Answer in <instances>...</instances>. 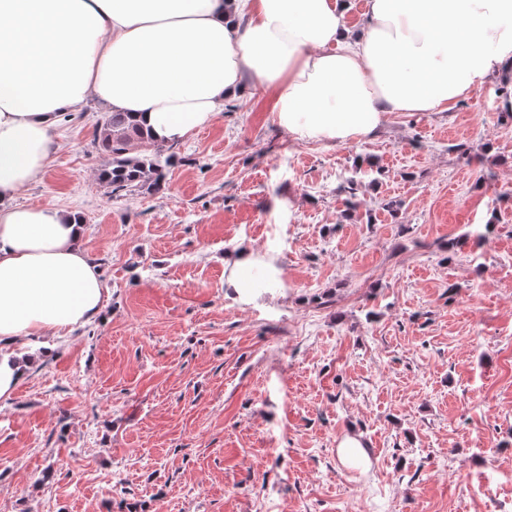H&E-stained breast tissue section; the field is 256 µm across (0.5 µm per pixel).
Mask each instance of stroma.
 I'll return each mask as SVG.
<instances>
[{"label":"stroma","instance_id":"stroma-1","mask_svg":"<svg viewBox=\"0 0 512 512\" xmlns=\"http://www.w3.org/2000/svg\"><path fill=\"white\" fill-rule=\"evenodd\" d=\"M500 88L322 144L255 86L161 148L160 193L99 181L88 99L17 202L77 213L107 292L83 330L22 345L0 512H512ZM242 250L276 260L273 299L227 294ZM347 434L368 466L339 461Z\"/></svg>","mask_w":512,"mask_h":512}]
</instances>
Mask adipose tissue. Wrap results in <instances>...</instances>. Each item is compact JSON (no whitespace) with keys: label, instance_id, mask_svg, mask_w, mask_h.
Returning <instances> with one entry per match:
<instances>
[{"label":"adipose tissue","instance_id":"obj_1","mask_svg":"<svg viewBox=\"0 0 512 512\" xmlns=\"http://www.w3.org/2000/svg\"><path fill=\"white\" fill-rule=\"evenodd\" d=\"M0 0V400L33 360L13 348L96 319L103 273L71 211L22 207L53 131L95 98L134 113L155 145L209 125L247 82L304 142L373 134L389 112H441L486 82L512 81V0ZM281 270L244 250L227 293L268 294Z\"/></svg>","mask_w":512,"mask_h":512}]
</instances>
